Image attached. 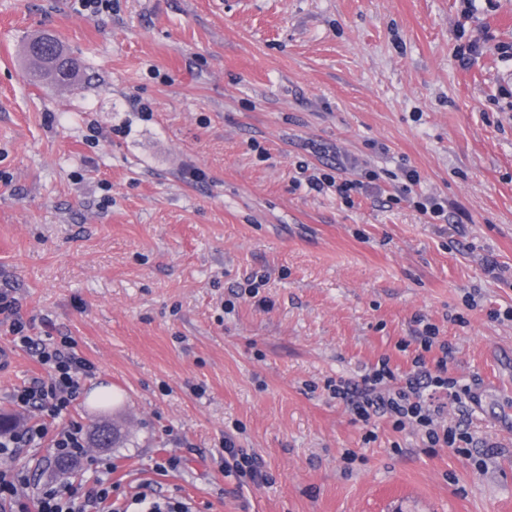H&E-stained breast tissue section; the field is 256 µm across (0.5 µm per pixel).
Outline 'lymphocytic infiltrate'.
<instances>
[{"mask_svg":"<svg viewBox=\"0 0 512 512\" xmlns=\"http://www.w3.org/2000/svg\"><path fill=\"white\" fill-rule=\"evenodd\" d=\"M7 324L15 344L31 349L46 376L17 390L14 400L23 410L35 409L49 418L58 417L73 404L81 380L93 374L95 366L77 356L68 338L46 343L35 342L25 332V324L18 315L17 301L9 291H0V324ZM437 330L426 326L421 339V352L412 360L413 370L405 378H398L388 359H381L375 368L361 379V399L355 413L362 421L382 414L389 418L395 430L415 425L429 447L440 444L468 442L467 433H459L441 425L449 401L459 400L456 382L448 376L446 358L428 364L427 352L432 347L447 350V343H436ZM49 441L56 461H72L86 452V432L80 423L50 428L47 422H35L0 433V456L13 457L21 449L42 441ZM23 474L0 469V506H9L10 512H105L112 501V484L100 480L93 490L82 492L69 484L53 486L29 496Z\"/></svg>","mask_w":512,"mask_h":512,"instance_id":"1","label":"lymphocytic infiltrate"}]
</instances>
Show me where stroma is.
Listing matches in <instances>:
<instances>
[{"label":"stroma","mask_w":512,"mask_h":512,"mask_svg":"<svg viewBox=\"0 0 512 512\" xmlns=\"http://www.w3.org/2000/svg\"><path fill=\"white\" fill-rule=\"evenodd\" d=\"M38 32L77 83L30 80L19 48ZM501 45L512 0H112L97 18L0 0V289L31 336L95 366L56 425L128 436L64 471L45 442L0 465L33 492L106 475L121 502L149 483L193 512H512ZM305 165L366 187L310 191ZM406 169L444 218L402 197ZM426 322L470 392L447 416L464 452L357 421L327 388L383 358L410 371ZM0 348V413L20 423L13 394L45 371L3 325ZM228 439L267 484L225 472Z\"/></svg>","instance_id":"obj_1"}]
</instances>
